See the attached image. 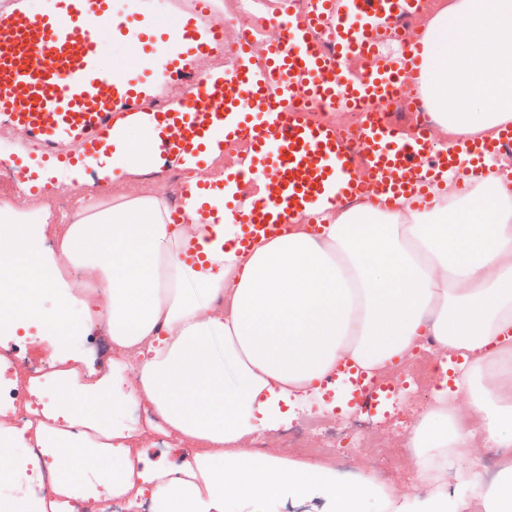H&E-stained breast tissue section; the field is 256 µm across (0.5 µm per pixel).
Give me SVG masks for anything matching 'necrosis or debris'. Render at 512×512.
<instances>
[{"instance_id":"1","label":"necrosis or debris","mask_w":512,"mask_h":512,"mask_svg":"<svg viewBox=\"0 0 512 512\" xmlns=\"http://www.w3.org/2000/svg\"><path fill=\"white\" fill-rule=\"evenodd\" d=\"M262 4L263 0H224V28L233 30L237 40L250 42L256 49L269 41L282 39L285 34L284 23L264 13ZM291 105L307 111L313 121L336 126L349 144L358 145L365 112L314 106L300 95ZM378 111L398 128L428 133L435 130L430 111L411 87H404L399 96L379 106ZM70 332L77 350L93 348L101 359L99 376L102 380L108 382L113 376L125 373L124 364L108 354L107 336L93 335L79 324L72 326ZM30 345L31 338L27 335L15 337L8 345H0V438L13 435L19 428L25 431L19 458L26 465L29 481L23 490L34 495L36 512H163L159 498L98 479L83 490L60 488L53 468L56 444H68L73 460L79 462L89 438L78 435L68 418L53 410L50 394L60 386L79 389L85 373L76 358L45 361L28 356ZM438 358L432 338H425L411 363L393 372L375 375L373 381L387 396L401 392L410 382L421 391H429L438 379L435 367ZM378 413V408L368 402L353 405L343 420L308 413L289 425L283 437L289 447L300 453L332 457L358 446L359 436L364 433L369 436L371 447L378 450L379 471L399 470L404 451L388 446L375 426Z\"/></svg>"}]
</instances>
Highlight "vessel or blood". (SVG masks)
<instances>
[{"mask_svg":"<svg viewBox=\"0 0 512 512\" xmlns=\"http://www.w3.org/2000/svg\"><path fill=\"white\" fill-rule=\"evenodd\" d=\"M419 0H319L314 16L289 20L285 42L271 44L263 65L251 48L234 46L233 76L190 70V59L208 55L224 43L223 27L210 19L211 0H194L172 26L160 27L143 14L138 0H126L127 23L111 26L115 0H42L39 9L0 12V122L26 130L46 159H63L58 146L72 145L75 160L93 157L112 128L116 114L147 119L163 127L152 150L160 158L204 162L216 132L225 138L247 136L246 169L225 173L231 183L244 173L261 174L266 195L242 204L224 199V211L239 229L230 244L248 247L260 234L287 231L295 220L320 216L331 206L372 193L377 202L405 199L422 203L425 186L442 182L455 170L459 154L473 161L496 153L498 142H472L434 148L426 134L405 135L380 118L363 130L369 177L354 171L353 154L334 127L315 124L290 108L297 83L318 104L358 110L396 97L415 72L416 61L383 52L385 22L415 9ZM329 23L336 56L327 60L310 31ZM135 42L136 57L106 61L102 29ZM368 62L366 75L351 78L347 59ZM278 80L281 105L268 96ZM176 82L186 90L181 109L145 110L157 82Z\"/></svg>","mask_w":512,"mask_h":512,"instance_id":"b4317fda","label":"vessel or blood"}]
</instances>
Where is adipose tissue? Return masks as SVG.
I'll list each match as a JSON object with an SVG mask.
<instances>
[{
    "label": "adipose tissue",
    "mask_w": 512,
    "mask_h": 512,
    "mask_svg": "<svg viewBox=\"0 0 512 512\" xmlns=\"http://www.w3.org/2000/svg\"><path fill=\"white\" fill-rule=\"evenodd\" d=\"M411 47L416 82L447 145L490 140L512 126V0H436ZM156 125L116 119L88 166L41 174L38 193L0 194V321L37 322L64 336L73 323H103L112 349L136 368L132 391L170 430L203 446L198 489L188 471L157 485L166 512H267L284 499L324 498L327 512H512V163L488 156L466 193L454 178L433 187L420 210L404 200L323 217L321 234L296 222L250 250L229 247L224 191L199 195L210 166L183 162L181 210L163 192L102 195L85 188L69 212L51 203L61 186L115 175L135 180L155 168ZM51 225L55 246L43 244ZM86 308L75 311L67 277ZM54 293L53 311L43 297ZM464 364L454 392L439 391L406 435L420 481L401 490L363 472L352 479L255 452L287 409L318 394L339 364L388 371L424 337ZM102 383L85 401L56 404L75 424L107 429ZM503 466L490 482L467 474L448 492V462L473 466L481 449ZM128 484L131 472L87 453L60 466L73 486L88 472Z\"/></svg>",
    "instance_id": "obj_1"
}]
</instances>
